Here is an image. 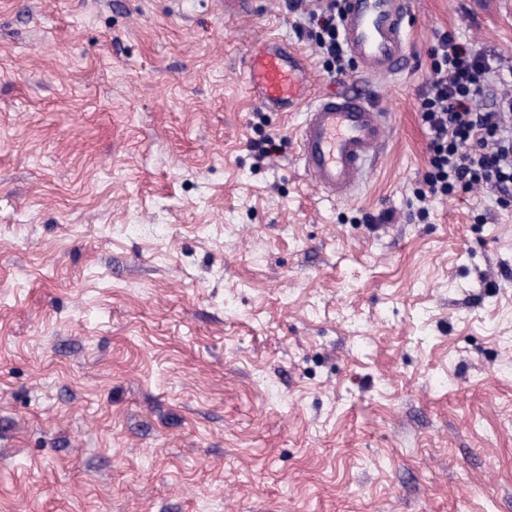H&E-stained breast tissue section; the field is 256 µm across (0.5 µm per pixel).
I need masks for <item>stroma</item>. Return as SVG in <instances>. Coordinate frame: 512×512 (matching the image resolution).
Masks as SVG:
<instances>
[{
	"instance_id": "1",
	"label": "stroma",
	"mask_w": 512,
	"mask_h": 512,
	"mask_svg": "<svg viewBox=\"0 0 512 512\" xmlns=\"http://www.w3.org/2000/svg\"><path fill=\"white\" fill-rule=\"evenodd\" d=\"M410 9L373 78L289 0H0V512H512V213L406 219L435 36L512 62V0ZM267 39L387 112L351 199L250 97Z\"/></svg>"
}]
</instances>
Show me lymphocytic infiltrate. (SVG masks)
Wrapping results in <instances>:
<instances>
[{"label":"lymphocytic infiltrate","instance_id":"f902f5d3","mask_svg":"<svg viewBox=\"0 0 512 512\" xmlns=\"http://www.w3.org/2000/svg\"><path fill=\"white\" fill-rule=\"evenodd\" d=\"M305 8L308 38L328 73L344 71L336 0H292ZM430 71L419 93L420 119L429 136L426 171L415 195L418 219H427V203L475 189L496 193L502 210L512 209V65L461 42L449 31L438 33L429 51ZM503 92H494V84ZM491 96L486 111L475 101Z\"/></svg>","mask_w":512,"mask_h":512}]
</instances>
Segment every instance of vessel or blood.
Wrapping results in <instances>:
<instances>
[{
  "label": "vessel or blood",
  "instance_id": "1",
  "mask_svg": "<svg viewBox=\"0 0 512 512\" xmlns=\"http://www.w3.org/2000/svg\"><path fill=\"white\" fill-rule=\"evenodd\" d=\"M409 0H344V45L370 76L403 70L410 53ZM253 99L270 112L305 106L298 163L311 186L332 200L349 199L381 155L390 133L387 117L365 94L330 93L308 99L307 64L286 43L268 40L246 62Z\"/></svg>",
  "mask_w": 512,
  "mask_h": 512
}]
</instances>
